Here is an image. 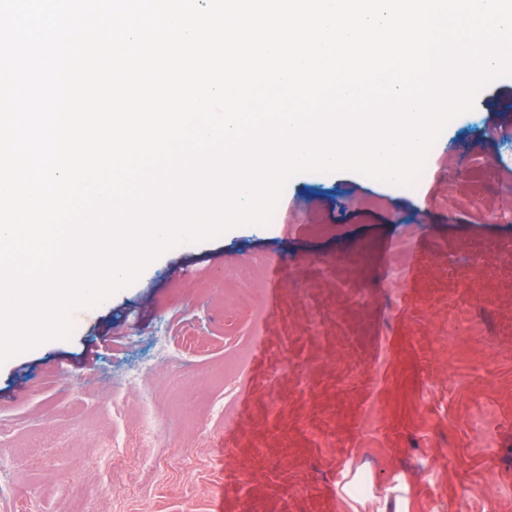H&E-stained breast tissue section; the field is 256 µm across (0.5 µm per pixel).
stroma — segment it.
I'll return each mask as SVG.
<instances>
[{"label": "stroma", "instance_id": "obj_1", "mask_svg": "<svg viewBox=\"0 0 512 512\" xmlns=\"http://www.w3.org/2000/svg\"><path fill=\"white\" fill-rule=\"evenodd\" d=\"M437 142L415 193L299 172L1 361L0 512H512V76Z\"/></svg>", "mask_w": 512, "mask_h": 512}]
</instances>
